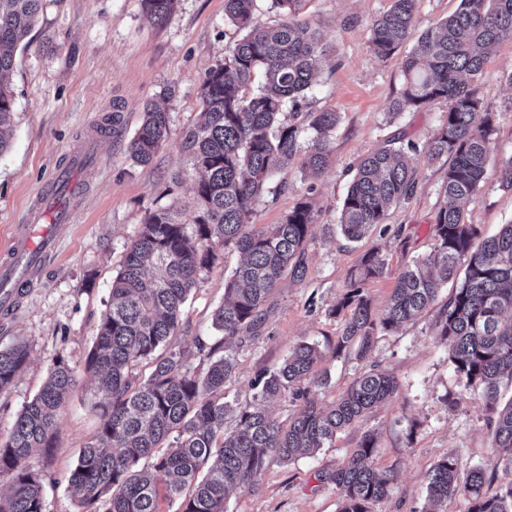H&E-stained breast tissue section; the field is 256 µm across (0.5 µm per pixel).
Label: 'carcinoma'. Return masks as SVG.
I'll return each mask as SVG.
<instances>
[{
	"instance_id": "obj_1",
	"label": "carcinoma",
	"mask_w": 512,
	"mask_h": 512,
	"mask_svg": "<svg viewBox=\"0 0 512 512\" xmlns=\"http://www.w3.org/2000/svg\"><path fill=\"white\" fill-rule=\"evenodd\" d=\"M174 2L144 0V7L154 23L162 24ZM256 2L224 0L225 18L242 36L206 73L199 121L184 137L199 174V209L192 223L166 208L149 212L112 280L110 302L86 361L87 370L101 376L102 423L80 449L69 477L78 512H159L162 500L178 503L175 512H224L229 490L259 489L271 459L289 462L317 453L337 432L397 393L395 377L368 362L374 332L390 333L432 309L449 282L455 288L437 312L434 330L448 346L464 387L482 389L506 479L489 494L484 485L495 475L474 467L463 479L459 458L448 456L429 476L421 512H437L456 494L467 498V512H512V400L500 404L499 392L503 379L512 381V224L477 244L478 227L466 220V205L484 181L491 156L492 116L480 97L479 80L489 48L512 38V0H460L458 10L425 30L418 48L402 60L403 86L390 104L392 117L435 101L448 103L445 119L423 147L428 160H449L445 202L436 215L433 250L398 275L380 312L372 310L365 292L385 270L376 249L364 255L336 305L338 312L349 310L338 347L367 362L348 391L330 409L317 407L308 385L321 381L316 365L323 353L317 344L303 342L281 364L261 372L251 402L224 433L229 411L224 385L236 369L234 354L219 356L218 346L199 343L198 352L210 358L201 376L188 366L189 351L169 346L182 305L218 249L232 245L243 254L224 285V304L213 314L226 348L261 326L264 303L284 277L301 278L306 271V246L315 232L309 203H298L269 228L251 223V217L275 173L298 164L318 176L329 165L327 142L336 113H305L313 132L306 147L301 128L282 119L284 107L295 117L306 107L328 47L320 30L299 19L302 0H275L286 18L273 26L255 20ZM417 2L390 0L374 20L368 44L375 57L388 59L411 36ZM42 8L43 0H0V79L14 69L17 51L26 46ZM258 73L261 83L247 91ZM13 120L12 96L0 83V156L10 149L3 131ZM167 127V112L146 107L128 145L130 158L149 163ZM409 149L415 144L388 146L359 162L338 217L346 239L361 241L377 228L388 231L389 209L414 188ZM143 360L153 368L140 377L133 369ZM27 361L23 344L0 348V393ZM74 384V369L57 355L45 386L0 441V474L11 475L9 493L0 495V512H45L41 475L29 460L53 457L58 414ZM288 392L303 407L285 426L264 403ZM377 453L376 437L368 431L327 476L336 486L340 512H371V505L387 497L393 475L374 466Z\"/></svg>"
}]
</instances>
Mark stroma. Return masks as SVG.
I'll list each match as a JSON object with an SVG mask.
<instances>
[{"label":"stroma","instance_id":"stroma-1","mask_svg":"<svg viewBox=\"0 0 512 512\" xmlns=\"http://www.w3.org/2000/svg\"><path fill=\"white\" fill-rule=\"evenodd\" d=\"M389 5V0L302 4V19L318 27L331 45L308 109L337 113L339 121L322 176L312 178L296 165L275 173L252 216L253 223L276 224L296 204L308 201L314 207L315 234L306 248L304 279L281 282L256 336L237 348L236 370L224 386L226 401L249 402L251 385L262 370L280 364L300 342L315 341L324 354L316 370L328 380L312 386L311 396L319 405L331 404L363 367L353 354L338 349L344 318L333 312L362 255L376 247L386 261L384 274L367 286L379 310L398 273L432 249L448 163L428 161L421 148L448 105L436 102L389 118L403 82L401 62L417 45L412 36L388 59L372 54L369 29ZM238 37L224 18V0H176L161 25L147 17L141 0H44L29 45L18 52L5 79L14 122L8 133L11 148L0 156V250L9 246L16 225L27 223L35 205L49 196L54 170L73 153L92 152L91 163L77 174L83 192L70 201L71 219L58 232L52 258L26 288L14 314L0 318V347L21 341L29 350L27 364L0 394V441L41 390L57 354L67 357L76 374L59 413L52 459L32 461L42 474L45 512H77L67 478L80 448L100 426L86 360L112 278L149 210L170 207L183 221H192L197 175L183 139L201 110L207 70ZM479 92L494 116L492 158L467 220L489 237L512 221V189L499 181L502 162L512 158V39L491 49ZM149 103L166 110L169 129L152 161L137 165L127 145ZM394 138L416 146L408 154L414 190L390 209L386 235L348 242L336 224L352 172L362 157ZM240 260L236 249L220 251L183 307L174 342L191 350L190 367L197 374L206 372L209 361L196 353V344L219 341L212 315ZM432 321L427 313L398 331L376 333L371 359L396 377L398 392L392 399L314 456L271 462L260 489L231 492L226 512H339L328 476L368 430L375 431L379 445L375 466L395 474L388 498L373 505L372 512H420L429 474L451 454L458 456L462 470L479 466L498 472L482 392L459 385ZM451 395L458 397V405H448Z\"/></svg>","mask_w":512,"mask_h":512}]
</instances>
